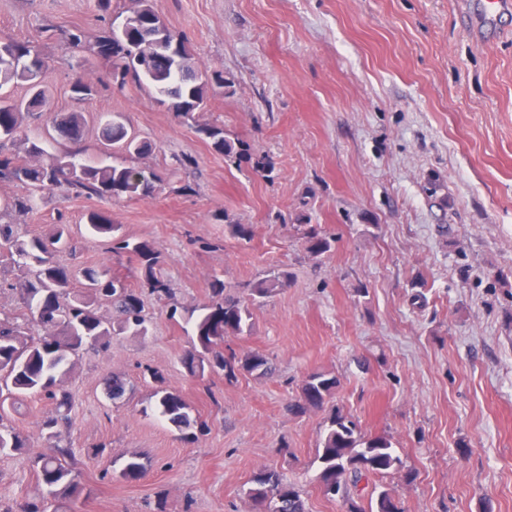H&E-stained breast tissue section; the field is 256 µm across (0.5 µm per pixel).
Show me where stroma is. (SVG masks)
<instances>
[{
	"mask_svg": "<svg viewBox=\"0 0 512 512\" xmlns=\"http://www.w3.org/2000/svg\"><path fill=\"white\" fill-rule=\"evenodd\" d=\"M152 4L185 37L196 71L223 75L203 118L238 158L64 45L74 28L95 40L94 0H0V41L40 52L52 112L84 113L83 161L159 178L133 198L38 192L33 209L0 216L28 237L65 222L73 249L61 264L107 268L139 288L136 257L113 256L90 231L99 212L157 251L173 288L169 299L145 296L147 335L81 351L63 382L71 421L57 441L72 448L84 487L72 512H257L246 489L264 466L300 490L308 512H343L313 464L334 408L391 440L404 469L380 483L402 512H512V285L498 284L512 282V26L476 43L461 0ZM78 77L95 86L91 99H74ZM116 117L154 151H106L97 129ZM180 157L190 165L177 167ZM234 224L251 225L252 237H234ZM302 224L334 235L331 252L311 257ZM272 268L287 272L284 286L219 350L260 352L273 373L190 375V314L210 303L213 280L244 299L246 283ZM155 371L195 427L177 430L154 412ZM314 372L340 385L328 407L294 414ZM115 375L127 388L116 402L104 391ZM52 408L32 397L6 418L28 448L0 453V512L35 497L32 459L49 444L41 422ZM134 454L147 471L128 482L120 470Z\"/></svg>",
	"mask_w": 512,
	"mask_h": 512,
	"instance_id": "stroma-1",
	"label": "stroma"
}]
</instances>
